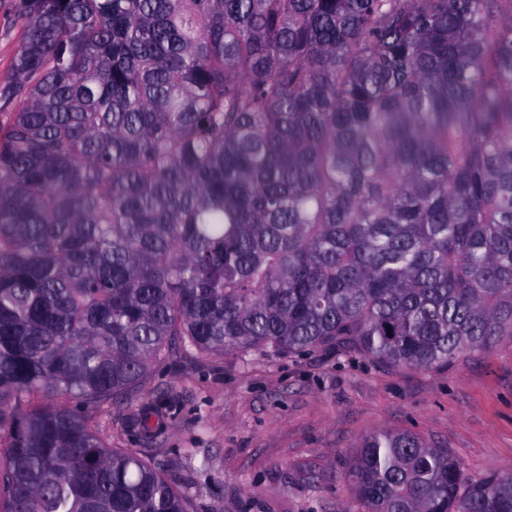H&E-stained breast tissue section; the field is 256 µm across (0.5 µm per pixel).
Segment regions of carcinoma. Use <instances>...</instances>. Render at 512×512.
<instances>
[{
    "instance_id": "carcinoma-1",
    "label": "carcinoma",
    "mask_w": 512,
    "mask_h": 512,
    "mask_svg": "<svg viewBox=\"0 0 512 512\" xmlns=\"http://www.w3.org/2000/svg\"><path fill=\"white\" fill-rule=\"evenodd\" d=\"M0 512H187L91 411L172 344L444 369L512 336V0H19ZM147 400L140 441L162 433ZM366 512H512L378 432Z\"/></svg>"
}]
</instances>
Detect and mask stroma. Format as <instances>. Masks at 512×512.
I'll use <instances>...</instances> for the list:
<instances>
[{
	"label": "stroma",
	"instance_id": "35a3bbf8",
	"mask_svg": "<svg viewBox=\"0 0 512 512\" xmlns=\"http://www.w3.org/2000/svg\"><path fill=\"white\" fill-rule=\"evenodd\" d=\"M0 0V83L22 38ZM167 402L152 454L189 512H365L345 474L362 440L410 431L448 448L479 481L512 469V336L448 369L393 368L317 350L221 358L176 351L92 417L116 448L144 397Z\"/></svg>",
	"mask_w": 512,
	"mask_h": 512
}]
</instances>
